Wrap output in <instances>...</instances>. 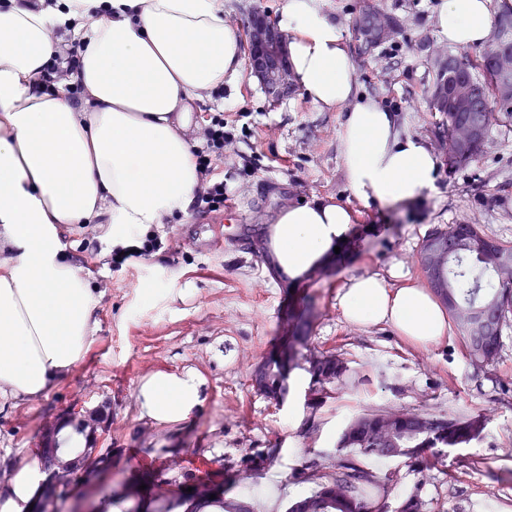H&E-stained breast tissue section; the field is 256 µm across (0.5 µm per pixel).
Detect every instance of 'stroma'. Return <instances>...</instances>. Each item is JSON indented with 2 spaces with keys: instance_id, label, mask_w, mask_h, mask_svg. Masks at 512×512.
<instances>
[{
  "instance_id": "35a3bbf8",
  "label": "stroma",
  "mask_w": 512,
  "mask_h": 512,
  "mask_svg": "<svg viewBox=\"0 0 512 512\" xmlns=\"http://www.w3.org/2000/svg\"><path fill=\"white\" fill-rule=\"evenodd\" d=\"M285 0H224V21L246 34L261 11L278 20ZM347 43L357 91L400 112L408 130L437 157L445 150L440 113L430 107L437 62L451 54L437 30L439 0H324ZM395 34L364 49L356 23L371 8ZM223 113L231 138L216 172L227 188L220 211L181 214L155 225L167 250L129 261L104 262L112 246L107 225H73L64 244L98 288L97 322L85 358L46 395L0 409V487L18 459L39 456L60 423L79 426L96 455L109 459L99 512H186L187 487L199 472L224 486L225 502L277 497L273 512L311 495L340 459L354 456L338 440L358 415L390 410L475 418L478 433L442 447L424 469L407 459H364L383 489L371 499L397 512L418 492L424 512H512V322L503 330L496 363L479 366L458 334L428 346L407 343L388 327L349 324L338 292L350 277H389L401 269L421 280V245L436 227L473 221L512 243V126L492 128L480 157L462 168L441 165L436 188L412 202L383 209L350 198L339 156L341 117L321 112L294 91L275 100L242 72L210 100L192 105L202 129ZM342 202L353 210L351 254L289 288L276 271L264 232L282 206L302 199ZM156 289L144 300V286ZM309 343L343 359L339 382L317 393L312 379L289 384L284 399L257 392L253 368L288 348L300 314ZM193 373L199 403L185 418L162 424L141 408L140 389L158 375ZM272 451L262 472L228 485L227 469L248 455Z\"/></svg>"
}]
</instances>
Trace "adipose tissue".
I'll return each mask as SVG.
<instances>
[{
    "label": "adipose tissue",
    "instance_id": "ef3b65f1",
    "mask_svg": "<svg viewBox=\"0 0 512 512\" xmlns=\"http://www.w3.org/2000/svg\"><path fill=\"white\" fill-rule=\"evenodd\" d=\"M324 0H286L288 67L306 98L341 115L347 189L367 206L434 190L439 160L396 112L358 95L340 28ZM492 0H441L440 35L458 51L491 43ZM78 43L85 88L78 101L37 93L32 75L54 55L55 36ZM245 55L222 0H63L39 11L0 6V402L45 395L85 357L99 296L65 253L68 224L98 218L113 245L186 212L197 182L188 104L233 81ZM350 208L321 200L279 210L267 247L289 284L342 246ZM353 277L339 305L354 325L388 326L416 345L448 336L445 306L430 289ZM154 420L185 418L198 404L193 375H161L141 389ZM48 481L42 459L17 461L0 512H30Z\"/></svg>",
    "mask_w": 512,
    "mask_h": 512
}]
</instances>
